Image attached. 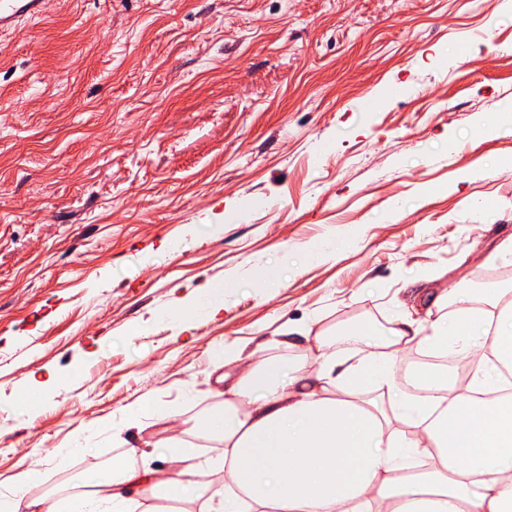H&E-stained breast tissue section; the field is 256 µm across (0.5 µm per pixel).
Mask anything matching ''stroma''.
I'll use <instances>...</instances> for the list:
<instances>
[{"mask_svg":"<svg viewBox=\"0 0 512 512\" xmlns=\"http://www.w3.org/2000/svg\"><path fill=\"white\" fill-rule=\"evenodd\" d=\"M509 160L507 0H46L0 35V494L35 463L49 507L173 438L223 485L212 349L295 363L430 326L417 289L511 287L472 262L512 236ZM205 278L214 318L183 308Z\"/></svg>","mask_w":512,"mask_h":512,"instance_id":"35a3bbf8","label":"stroma"}]
</instances>
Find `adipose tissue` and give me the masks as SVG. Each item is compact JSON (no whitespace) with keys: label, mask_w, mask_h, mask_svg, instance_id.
<instances>
[{"label":"adipose tissue","mask_w":512,"mask_h":512,"mask_svg":"<svg viewBox=\"0 0 512 512\" xmlns=\"http://www.w3.org/2000/svg\"><path fill=\"white\" fill-rule=\"evenodd\" d=\"M431 307L453 306L427 335L412 321L392 329L391 350L339 359L332 337L309 341L313 371L241 357L224 385V411L200 437L224 444L223 486L203 482L196 450L166 447L169 472L112 460L93 492L64 498L58 512H129L130 490L179 502L195 491L199 512H512V287L426 292ZM448 354L466 386L445 369L418 366L427 391L410 399L395 375L398 344ZM384 390L396 412L368 399Z\"/></svg>","instance_id":"1"}]
</instances>
